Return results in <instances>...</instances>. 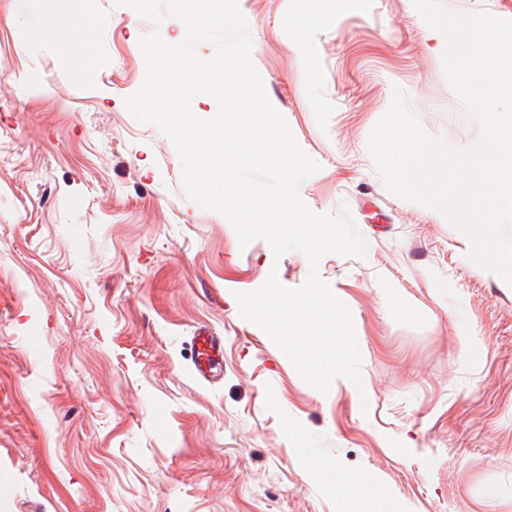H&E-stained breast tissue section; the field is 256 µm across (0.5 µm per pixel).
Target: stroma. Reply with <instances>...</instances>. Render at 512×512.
Listing matches in <instances>:
<instances>
[{
	"label": "stroma",
	"mask_w": 512,
	"mask_h": 512,
	"mask_svg": "<svg viewBox=\"0 0 512 512\" xmlns=\"http://www.w3.org/2000/svg\"><path fill=\"white\" fill-rule=\"evenodd\" d=\"M62 6L93 12L104 66L36 35L40 0H0V512H343L318 458L382 480L403 512H512V285L367 150L398 90L428 134L482 135L414 0H338L302 39L303 0H238L267 97L320 166L302 199L367 245L319 264L353 316L362 398L305 383L239 313L269 274L301 286L306 257L240 247L124 104L139 39L178 26L116 0ZM200 326L224 338L213 385L189 372Z\"/></svg>",
	"instance_id": "35a3bbf8"
}]
</instances>
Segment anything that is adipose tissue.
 Wrapping results in <instances>:
<instances>
[{"instance_id":"adipose-tissue-1","label":"adipose tissue","mask_w":512,"mask_h":512,"mask_svg":"<svg viewBox=\"0 0 512 512\" xmlns=\"http://www.w3.org/2000/svg\"><path fill=\"white\" fill-rule=\"evenodd\" d=\"M86 20L56 9L44 0L38 19V36L65 49L83 46ZM316 472L327 491L343 499L348 512H389L393 495L381 482L367 475H351L339 471L329 460L320 461Z\"/></svg>"}]
</instances>
